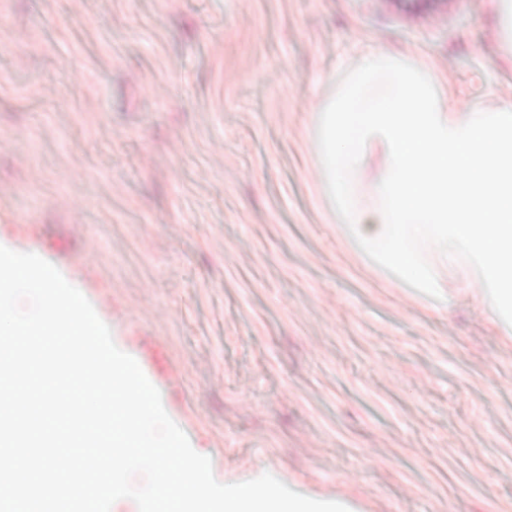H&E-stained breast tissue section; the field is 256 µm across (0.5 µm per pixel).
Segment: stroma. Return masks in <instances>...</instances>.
Here are the masks:
<instances>
[{"label":"stroma","mask_w":512,"mask_h":512,"mask_svg":"<svg viewBox=\"0 0 512 512\" xmlns=\"http://www.w3.org/2000/svg\"><path fill=\"white\" fill-rule=\"evenodd\" d=\"M368 48L512 95L485 0H0V241L99 305L225 482L512 512V338L319 194L311 108Z\"/></svg>","instance_id":"obj_1"}]
</instances>
